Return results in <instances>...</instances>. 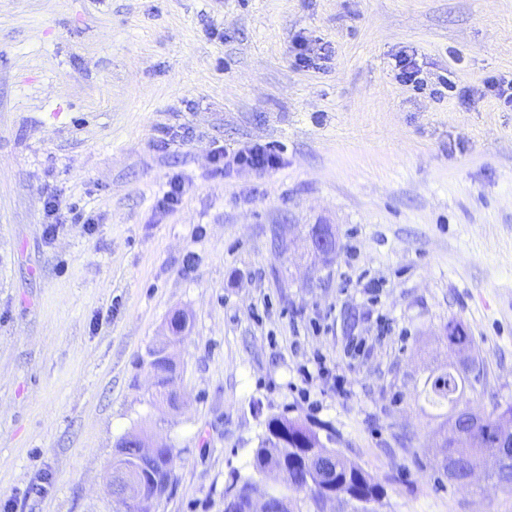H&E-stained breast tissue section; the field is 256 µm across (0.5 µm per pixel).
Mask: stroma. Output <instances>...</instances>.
I'll return each mask as SVG.
<instances>
[{
  "instance_id": "stroma-1",
  "label": "stroma",
  "mask_w": 512,
  "mask_h": 512,
  "mask_svg": "<svg viewBox=\"0 0 512 512\" xmlns=\"http://www.w3.org/2000/svg\"><path fill=\"white\" fill-rule=\"evenodd\" d=\"M413 55L426 84H403ZM512 0H0V492L13 512H113L118 442L175 454L157 512H224L273 416L298 417L384 486L379 512H512L477 470L441 471L420 393L472 338L466 397L512 404ZM186 144L162 150L159 137ZM260 144L281 167L217 170L208 147ZM180 179L178 207L157 199ZM83 219L47 236L51 191ZM338 247L314 262L309 231ZM395 329L308 409L288 389V312L333 313L303 352ZM267 304L263 322L252 309ZM178 408L146 362L171 318ZM44 483L42 495L29 489Z\"/></svg>"
}]
</instances>
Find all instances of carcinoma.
I'll use <instances>...</instances> for the list:
<instances>
[{
  "label": "carcinoma",
  "instance_id": "1",
  "mask_svg": "<svg viewBox=\"0 0 512 512\" xmlns=\"http://www.w3.org/2000/svg\"><path fill=\"white\" fill-rule=\"evenodd\" d=\"M465 342L472 344L471 336L458 322H448V343ZM469 384L468 369L457 368L430 375L423 384L422 393L430 404L450 406L447 422L456 418L457 405L466 398ZM504 428L512 427V405L486 416L483 424L475 426L461 418L454 435L448 437V447L440 457L443 473L456 482H466L469 471L468 461L482 451H491L497 437L496 423ZM124 447L118 452L126 464L140 470L145 484L153 477H167L170 472L162 467L174 466V451H161V465L141 464L138 449L129 447L131 441H123ZM252 468L258 478L241 480L233 478L225 494L234 497L235 502L225 512H253V501L272 497L277 512H320L321 490L329 486L347 495L342 507L348 512H378L384 499V491L365 470L355 462L342 458L321 440L319 434L297 418L271 417L266 424L258 448L254 450ZM276 470L280 482L273 488L263 482L266 473ZM310 478L311 487L302 490L299 484Z\"/></svg>",
  "mask_w": 512,
  "mask_h": 512
}]
</instances>
